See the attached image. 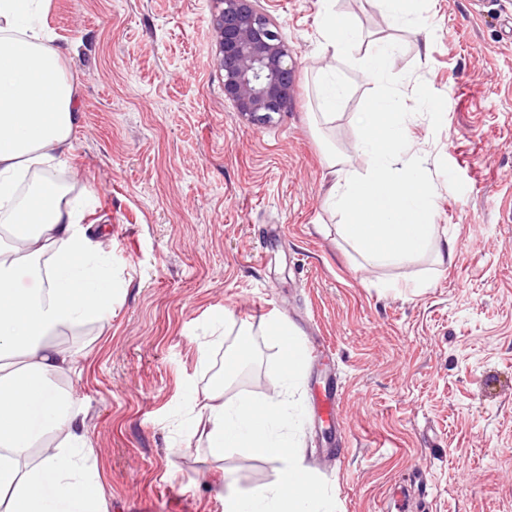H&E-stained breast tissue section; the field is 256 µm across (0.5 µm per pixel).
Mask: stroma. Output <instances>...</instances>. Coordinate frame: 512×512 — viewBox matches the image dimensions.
Returning a JSON list of instances; mask_svg holds the SVG:
<instances>
[{
  "mask_svg": "<svg viewBox=\"0 0 512 512\" xmlns=\"http://www.w3.org/2000/svg\"><path fill=\"white\" fill-rule=\"evenodd\" d=\"M262 4L297 70L256 129L224 100L217 0L49 2L77 109L57 175L95 189L86 221L118 289L106 324L69 335L105 512H224L225 494L277 483L281 463L208 457L190 412L218 384L279 398L274 316L304 345L293 427L328 512H379L416 474L423 512H512V0H413L406 25L381 0ZM327 13L356 34L329 123L313 118ZM381 41L400 47L383 81L359 64ZM387 93L451 263L360 267L323 204L325 149L366 171L360 121ZM333 382L336 423L318 412Z\"/></svg>",
  "mask_w": 512,
  "mask_h": 512,
  "instance_id": "1",
  "label": "stroma"
}]
</instances>
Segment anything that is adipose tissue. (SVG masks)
Here are the masks:
<instances>
[{
  "instance_id": "1",
  "label": "adipose tissue",
  "mask_w": 512,
  "mask_h": 512,
  "mask_svg": "<svg viewBox=\"0 0 512 512\" xmlns=\"http://www.w3.org/2000/svg\"><path fill=\"white\" fill-rule=\"evenodd\" d=\"M47 4L0 0V233L10 239L0 244V512H103L85 425L67 404L80 353L64 336L102 321L116 289L85 222L90 190L75 193L54 178L74 150L76 98L43 24ZM405 140L400 101L387 95L360 132L366 172L335 149L325 154V203L342 214V239L369 266L432 247L420 159ZM267 330L283 348L280 380L297 379L300 340L281 317ZM200 417L214 459L241 448L285 464L276 486L226 494L224 512H319L322 496L296 462L300 445L282 432L287 401L228 400L215 387Z\"/></svg>"
}]
</instances>
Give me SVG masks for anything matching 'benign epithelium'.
Here are the masks:
<instances>
[{
  "label": "benign epithelium",
  "instance_id": "obj_1",
  "mask_svg": "<svg viewBox=\"0 0 512 512\" xmlns=\"http://www.w3.org/2000/svg\"><path fill=\"white\" fill-rule=\"evenodd\" d=\"M212 29L224 70V99L256 126L286 111L296 63L261 0H217Z\"/></svg>",
  "mask_w": 512,
  "mask_h": 512
}]
</instances>
